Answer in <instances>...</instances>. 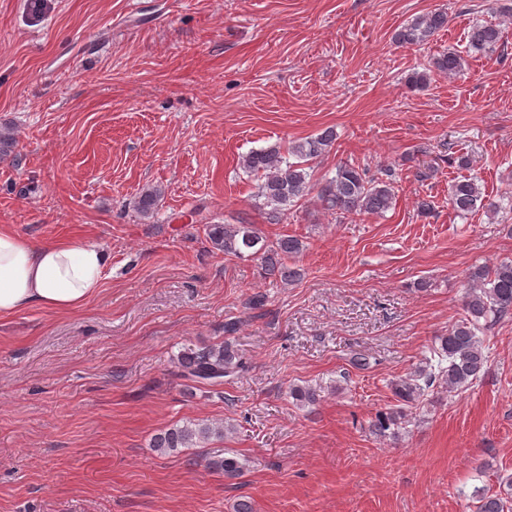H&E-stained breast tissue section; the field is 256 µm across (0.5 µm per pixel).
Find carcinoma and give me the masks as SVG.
<instances>
[{
  "label": "carcinoma",
  "instance_id": "carcinoma-1",
  "mask_svg": "<svg viewBox=\"0 0 512 512\" xmlns=\"http://www.w3.org/2000/svg\"><path fill=\"white\" fill-rule=\"evenodd\" d=\"M448 24L443 13H431L418 17L401 27L394 35L397 43L404 46L420 45L435 32ZM501 31L492 24L473 26L469 48L476 53H486L500 41ZM463 58L455 52H446L433 58V67L440 73L454 75L462 68ZM336 140L331 129L316 136L298 140L282 151L279 146L253 150L243 159V168L261 178L258 195L276 211L317 196L323 209L343 215H381L393 205L395 170H384L382 177H370L367 171L352 163L336 166L335 175L315 187L311 175L314 160L322 156ZM16 140L9 131H0V161L14 160ZM160 199V191L144 192L138 202L139 212L152 213ZM483 202L480 187L475 180L463 178L454 182L448 196V204L459 214L474 211ZM206 235L214 248L233 257L256 256L261 261L265 275L284 281L292 280L300 273L284 264V258L297 254L302 244L293 236H283L270 243L252 224H208ZM465 316L448 329V334L438 337L439 345L433 348L438 362L417 367L408 376L392 383V391L398 406L378 411L371 421L373 432L386 436L387 431L401 424L407 416L406 409L414 405L437 387L452 392L461 390L485 372L487 355L480 334L491 325L512 315V261H504L490 269L473 268L468 274V289L463 304ZM180 376L193 383L220 386L224 379L234 378L245 368L238 353L226 342L203 348H187L177 356ZM296 405L317 402L319 394L310 386L296 385L290 390ZM212 436H224V428L208 423L189 422L173 425L152 438V447L160 453L175 452L180 448H192L198 442ZM208 467L236 478L244 470L243 463L232 456L214 458ZM476 512H512V501L498 492L475 491Z\"/></svg>",
  "mask_w": 512,
  "mask_h": 512
}]
</instances>
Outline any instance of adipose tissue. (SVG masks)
<instances>
[{"instance_id":"obj_1","label":"adipose tissue","mask_w":512,"mask_h":512,"mask_svg":"<svg viewBox=\"0 0 512 512\" xmlns=\"http://www.w3.org/2000/svg\"><path fill=\"white\" fill-rule=\"evenodd\" d=\"M109 254L89 240L29 243L0 225V318L32 307L66 313L82 308L101 287Z\"/></svg>"}]
</instances>
